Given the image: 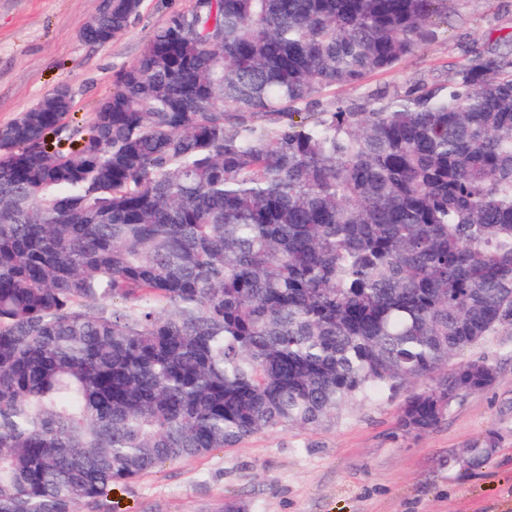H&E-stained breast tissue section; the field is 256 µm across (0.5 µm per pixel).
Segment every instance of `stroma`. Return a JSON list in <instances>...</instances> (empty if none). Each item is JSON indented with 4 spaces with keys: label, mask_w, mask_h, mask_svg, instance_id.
<instances>
[{
    "label": "stroma",
    "mask_w": 512,
    "mask_h": 512,
    "mask_svg": "<svg viewBox=\"0 0 512 512\" xmlns=\"http://www.w3.org/2000/svg\"><path fill=\"white\" fill-rule=\"evenodd\" d=\"M101 0H0V126L43 95L69 87V126L85 128L113 88L117 72L135 61L168 17L193 0H144L140 16L111 42L79 35ZM432 38L363 88L336 87L322 103L364 104L368 91L403 93L447 82L471 42L512 34V0H460L433 17ZM465 359L497 372L488 389L464 396L421 435H405L397 417L404 391L376 403L357 402L340 419L311 430L251 436L232 448L167 465L114 485L81 512H512V328L485 337ZM495 440L479 466L452 457Z\"/></svg>",
    "instance_id": "stroma-1"
}]
</instances>
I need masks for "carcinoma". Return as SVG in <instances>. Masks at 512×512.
I'll return each instance as SVG.
<instances>
[{
	"label": "carcinoma",
	"mask_w": 512,
	"mask_h": 512,
	"mask_svg": "<svg viewBox=\"0 0 512 512\" xmlns=\"http://www.w3.org/2000/svg\"><path fill=\"white\" fill-rule=\"evenodd\" d=\"M450 0H194L85 131L52 91L0 127V512L316 428L414 379L405 435L512 327V35L445 84L321 106ZM143 0H101L106 44Z\"/></svg>",
	"instance_id": "cac0c4a2"
}]
</instances>
